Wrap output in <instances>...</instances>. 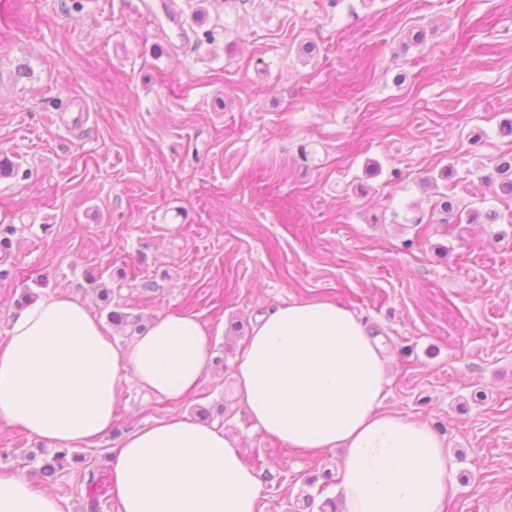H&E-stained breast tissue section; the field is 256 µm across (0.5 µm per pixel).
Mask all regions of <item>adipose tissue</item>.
Returning <instances> with one entry per match:
<instances>
[{"label":"adipose tissue","instance_id":"1","mask_svg":"<svg viewBox=\"0 0 512 512\" xmlns=\"http://www.w3.org/2000/svg\"><path fill=\"white\" fill-rule=\"evenodd\" d=\"M213 357L195 314L161 315L122 345L87 302L49 294L0 343V423L82 448L111 430L123 385L178 401ZM388 363L352 312L308 299L257 320L233 376L263 434L318 453L345 449L344 512H441L454 487L446 443L428 423L383 410ZM261 493L239 440L182 414L126 433L112 466L119 512H258ZM0 512L64 506L25 476L0 474Z\"/></svg>","mask_w":512,"mask_h":512}]
</instances>
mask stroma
<instances>
[{
  "label": "stroma",
  "instance_id": "1",
  "mask_svg": "<svg viewBox=\"0 0 512 512\" xmlns=\"http://www.w3.org/2000/svg\"><path fill=\"white\" fill-rule=\"evenodd\" d=\"M164 2L0 0V150L22 169L0 222L27 226L0 342L23 283L106 318L90 273L143 321L196 314L229 362L256 316L326 299L390 352L384 409L446 438L441 512H512V199L486 180L512 152V0ZM443 192L499 218L457 223ZM220 404L261 512L339 470L343 450L256 430L214 367L178 404L125 385L110 435L47 488L88 512L125 432ZM38 448L0 425V473L34 477ZM89 509L91 512H97L100 508V496L108 495L110 481L108 474L104 470H91L89 473Z\"/></svg>",
  "mask_w": 512,
  "mask_h": 512
}]
</instances>
